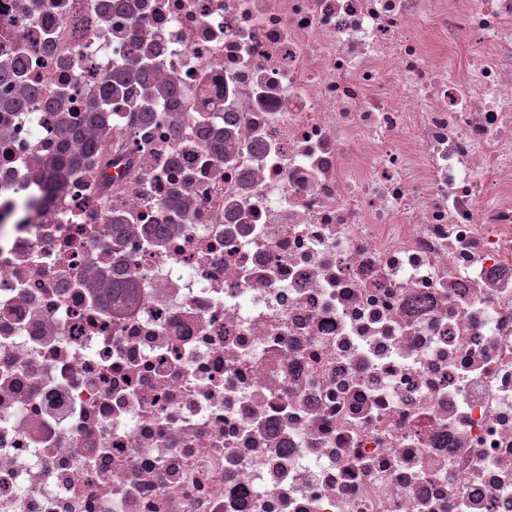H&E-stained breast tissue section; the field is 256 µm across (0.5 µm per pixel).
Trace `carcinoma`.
Here are the masks:
<instances>
[{"mask_svg": "<svg viewBox=\"0 0 512 512\" xmlns=\"http://www.w3.org/2000/svg\"><path fill=\"white\" fill-rule=\"evenodd\" d=\"M104 11L107 15L133 16L131 0H110ZM24 68L21 57L6 60L0 64V82L17 80ZM156 70L153 44L141 38L138 49L103 76L98 94L86 104L77 120L69 116L70 97L67 92L61 91L55 99L47 102L48 110L56 113L54 135L60 144V152L52 157L54 182H63L73 167L84 166L97 156L102 140L112 134L114 109L124 107L138 112L142 121L148 124H167L176 120L179 88L173 83H159ZM37 97L38 89L28 88L23 94L4 100L0 104V113L19 112ZM197 134L212 155L221 159L235 142V133L231 129L208 122L198 127ZM164 207L169 221L186 220L189 205L179 195H172Z\"/></svg>", "mask_w": 512, "mask_h": 512, "instance_id": "obj_1", "label": "carcinoma"}]
</instances>
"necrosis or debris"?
Wrapping results in <instances>:
<instances>
[{
  "mask_svg": "<svg viewBox=\"0 0 512 512\" xmlns=\"http://www.w3.org/2000/svg\"><path fill=\"white\" fill-rule=\"evenodd\" d=\"M136 2L0 0V208L132 29L181 90L0 225V512H512V0ZM197 134L204 140L212 155L222 160H224V150L227 157L235 142V133L230 128H225L224 124L212 125L205 122L198 127Z\"/></svg>",
  "mask_w": 512,
  "mask_h": 512,
  "instance_id": "necrosis-or-debris-1",
  "label": "necrosis or debris"
}]
</instances>
